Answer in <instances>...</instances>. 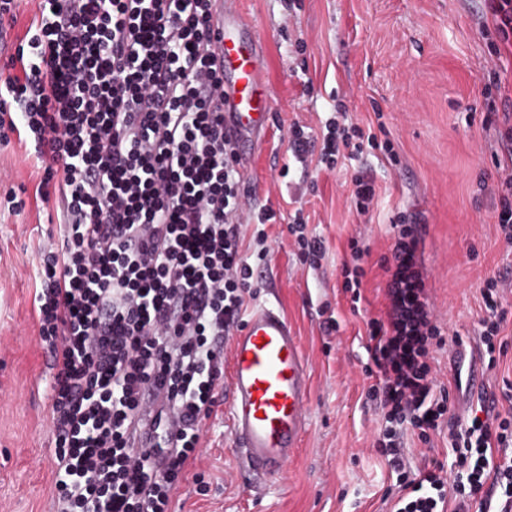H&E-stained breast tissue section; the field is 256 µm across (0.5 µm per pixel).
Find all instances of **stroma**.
<instances>
[{
    "instance_id": "1",
    "label": "stroma",
    "mask_w": 512,
    "mask_h": 512,
    "mask_svg": "<svg viewBox=\"0 0 512 512\" xmlns=\"http://www.w3.org/2000/svg\"><path fill=\"white\" fill-rule=\"evenodd\" d=\"M262 35L273 120L244 175L253 208H272L268 257L249 306H277L294 326L310 372L309 426L284 471L245 472L232 423L218 402L203 426L198 480L174 494V512H390L382 499L388 467L373 443L379 415L366 396V319L383 308L389 224L398 214L419 225L427 286L447 344L436 354L439 379L451 381L453 336L477 340L480 288L501 277L512 306V246L496 223L502 170L512 155L485 125L489 58L482 32L485 0H238ZM361 127L384 125L398 164L366 155L355 164L376 181L378 199L357 214L339 170L302 173L289 162L294 124L319 128L336 104ZM288 178H281L283 166ZM40 176L30 147L0 144V198L34 190ZM308 234L323 238L318 269L301 265L288 223L296 209ZM59 233L55 203L0 210V512H53L51 384L55 371L33 300L41 284L38 250ZM369 249L364 298L351 310L341 292L347 241ZM338 329L326 332L325 319Z\"/></svg>"
}]
</instances>
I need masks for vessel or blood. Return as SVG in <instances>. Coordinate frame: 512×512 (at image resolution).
Returning <instances> with one entry per match:
<instances>
[{"instance_id": "vessel-or-blood-1", "label": "vessel or blood", "mask_w": 512, "mask_h": 512, "mask_svg": "<svg viewBox=\"0 0 512 512\" xmlns=\"http://www.w3.org/2000/svg\"><path fill=\"white\" fill-rule=\"evenodd\" d=\"M217 52L230 79L224 84V136L247 161L271 115L261 36L236 8L218 0ZM310 376L297 336L275 306L252 309L230 343L227 404L236 447L249 467L283 471L307 428Z\"/></svg>"}]
</instances>
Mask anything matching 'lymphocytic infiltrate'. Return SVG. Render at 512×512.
<instances>
[{
  "instance_id": "obj_1",
  "label": "lymphocytic infiltrate",
  "mask_w": 512,
  "mask_h": 512,
  "mask_svg": "<svg viewBox=\"0 0 512 512\" xmlns=\"http://www.w3.org/2000/svg\"><path fill=\"white\" fill-rule=\"evenodd\" d=\"M214 0H35V17L0 77V141L30 143L55 202L60 242L40 250L34 296L53 360L50 424L56 512H172L175 488L201 452L214 410L224 342L243 323L253 267L242 222L268 224L241 189L224 140ZM495 39L486 71L512 50V0H487ZM302 167L335 168L390 140L338 109L319 135L294 127ZM382 264L385 308L368 319V395L379 401L375 442L396 475L394 512H512V384L507 404L481 405L445 427L451 392L437 385L446 341L426 288L423 239L396 217ZM478 335L495 371L512 311L499 281L480 290ZM448 429L451 464L417 469L404 438ZM455 482H448V469Z\"/></svg>"
}]
</instances>
